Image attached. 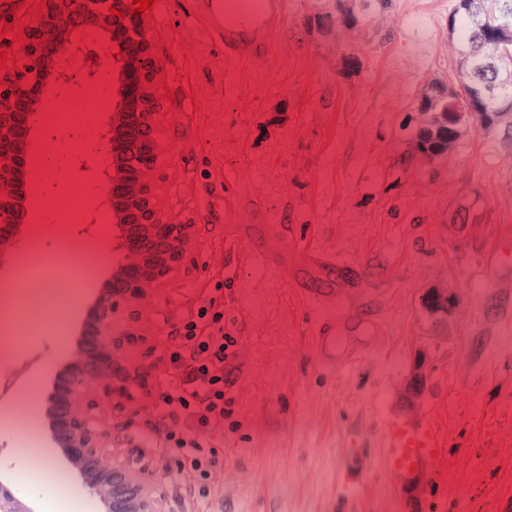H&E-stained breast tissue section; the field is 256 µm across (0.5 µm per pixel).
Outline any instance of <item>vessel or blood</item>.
I'll return each instance as SVG.
<instances>
[{"label":"vessel or blood","instance_id":"obj_1","mask_svg":"<svg viewBox=\"0 0 512 512\" xmlns=\"http://www.w3.org/2000/svg\"><path fill=\"white\" fill-rule=\"evenodd\" d=\"M199 14L210 34L224 43V58L233 65L256 66L267 61L271 40L284 16L283 0H201ZM264 242L254 246L245 229L236 238L250 247L253 258L297 288L310 307L323 310L309 332L312 362L323 373L344 371L355 358L376 346L389 331L385 320L368 322L367 296L358 286L359 265L352 259L298 250L289 245L281 226L262 225ZM435 428L424 414L389 423L385 464L413 492H426L436 476Z\"/></svg>","mask_w":512,"mask_h":512}]
</instances>
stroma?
<instances>
[{
  "label": "stroma",
  "mask_w": 512,
  "mask_h": 512,
  "mask_svg": "<svg viewBox=\"0 0 512 512\" xmlns=\"http://www.w3.org/2000/svg\"><path fill=\"white\" fill-rule=\"evenodd\" d=\"M453 2L390 0L375 19L323 36L304 21L326 9L325 0H286L264 67L228 65L223 45L190 21L196 0H163L143 19V37L174 91L156 124L153 184L167 218L195 227L183 264L139 310L140 333L154 347L144 361L151 386L164 380L176 328L216 284L224 286L225 314L242 319L224 459L198 512H399L401 482L385 468L384 434L405 413L415 350L439 334L418 311L431 287L455 293L459 304L417 405L442 444L441 477L421 512H512V265L491 281L471 280L512 228V112L491 124L473 117L436 163L409 138L422 95L455 80ZM346 55L359 63L347 76ZM112 99L103 93L76 133L30 148L41 164L27 182L42 185L50 201L32 204L25 237L6 251L0 274L29 251H75L110 273L113 220L90 149ZM468 203L471 224H454ZM71 206L96 213V223H62L61 209ZM261 213L296 248L360 264L375 295L367 316L394 321L364 361L335 376L318 372L308 352L311 312L296 289L255 267L245 250L236 271L225 272L229 225L256 223ZM75 286L63 307L20 310L21 322L40 330L0 358V409L17 413L0 426V456L20 460L27 475L0 469V481L34 512L95 510L48 438L39 440V466L21 455L30 422L45 417L49 376L75 350L80 311L97 282ZM152 404L144 397L102 414L145 452L163 483L165 464L146 431Z\"/></svg>",
  "instance_id": "1"
}]
</instances>
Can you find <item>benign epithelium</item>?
Segmentation results:
<instances>
[{
  "instance_id": "benign-epithelium-1",
  "label": "benign epithelium",
  "mask_w": 512,
  "mask_h": 512,
  "mask_svg": "<svg viewBox=\"0 0 512 512\" xmlns=\"http://www.w3.org/2000/svg\"><path fill=\"white\" fill-rule=\"evenodd\" d=\"M89 6L70 11L73 0H46L45 14L39 23L24 30L27 37L25 55H34L39 67L30 78L31 84L14 82L0 90V218H12L16 210L13 185L16 179L12 160L27 147L30 128L29 114L42 111L49 101L37 95L44 83L63 92L91 81L101 80V67L110 61L105 52L112 42L101 37L88 44L77 40L67 55L50 58L48 47L59 39L57 20L67 18L80 28L85 22L121 25L129 21L136 35L137 16L125 0H88ZM123 13L119 18L108 7ZM52 59L51 66L45 61ZM159 69L142 75L135 74L137 89L146 112L145 120L155 122L160 115L161 98L153 80ZM141 209L138 224L145 240L163 238L168 244V260L139 263L133 255L118 260L112 276L110 306L99 303L84 314L78 336V356L65 362L51 375L44 391L47 406V433L51 444L64 457L80 479L83 490L101 504L100 512H168L165 492L153 472L143 462L142 454L112 435V426L104 425L100 406L115 402L120 407L134 399V393H148L149 372L143 364L130 360L132 351L140 350L145 338L134 333L127 324L135 308L153 295L155 287L168 279L184 259L192 242L191 224H165L158 196L152 189V172L143 170L127 187L124 204ZM433 346H421L405 385L402 402L413 405V396L423 389L431 372ZM0 512H28L22 502L0 484Z\"/></svg>"
}]
</instances>
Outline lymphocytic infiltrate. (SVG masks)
<instances>
[{"label":"lymphocytic infiltrate","mask_w":512,"mask_h":512,"mask_svg":"<svg viewBox=\"0 0 512 512\" xmlns=\"http://www.w3.org/2000/svg\"><path fill=\"white\" fill-rule=\"evenodd\" d=\"M238 338L224 324V291L199 302L182 322L168 350L169 381L159 393L151 437L173 462L166 474L183 494L184 512L211 493L209 480L224 448L215 430L232 412L228 376L237 357Z\"/></svg>","instance_id":"obj_1"}]
</instances>
